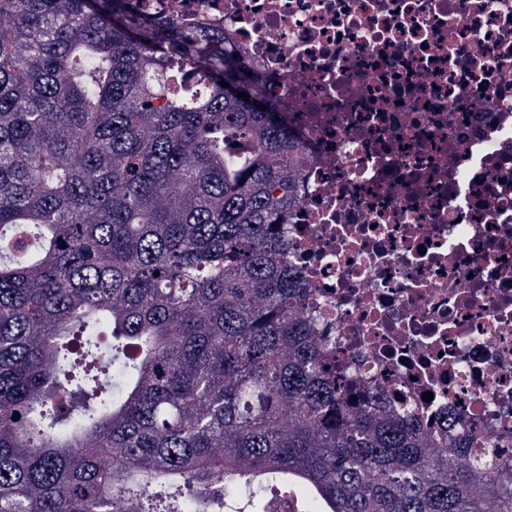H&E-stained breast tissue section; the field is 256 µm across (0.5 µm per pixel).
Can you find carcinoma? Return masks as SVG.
<instances>
[{
    "label": "carcinoma",
    "instance_id": "1",
    "mask_svg": "<svg viewBox=\"0 0 512 512\" xmlns=\"http://www.w3.org/2000/svg\"><path fill=\"white\" fill-rule=\"evenodd\" d=\"M300 175L219 30L0 0V512H284L291 482L316 512H512L326 368Z\"/></svg>",
    "mask_w": 512,
    "mask_h": 512
}]
</instances>
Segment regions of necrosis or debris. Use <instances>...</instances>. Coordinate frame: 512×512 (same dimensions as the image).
<instances>
[{
    "instance_id": "obj_1",
    "label": "necrosis or debris",
    "mask_w": 512,
    "mask_h": 512,
    "mask_svg": "<svg viewBox=\"0 0 512 512\" xmlns=\"http://www.w3.org/2000/svg\"><path fill=\"white\" fill-rule=\"evenodd\" d=\"M136 3L223 30L278 100L288 262L337 379L512 469V0Z\"/></svg>"
}]
</instances>
